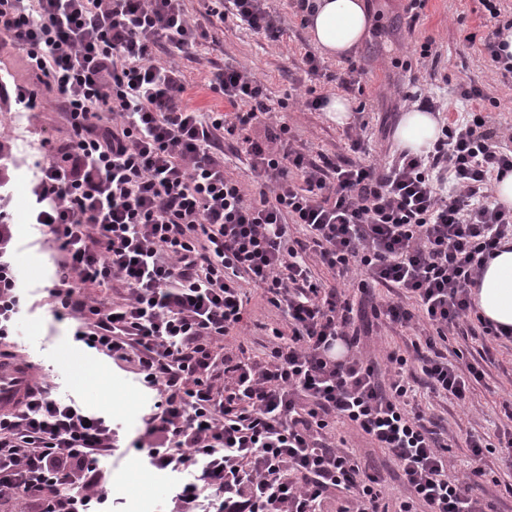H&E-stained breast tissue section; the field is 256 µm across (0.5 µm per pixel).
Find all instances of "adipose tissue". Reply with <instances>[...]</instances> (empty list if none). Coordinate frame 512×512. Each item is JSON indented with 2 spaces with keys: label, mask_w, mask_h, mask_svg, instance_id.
Segmentation results:
<instances>
[{
  "label": "adipose tissue",
  "mask_w": 512,
  "mask_h": 512,
  "mask_svg": "<svg viewBox=\"0 0 512 512\" xmlns=\"http://www.w3.org/2000/svg\"><path fill=\"white\" fill-rule=\"evenodd\" d=\"M314 4L307 28L315 46L329 57L346 56L364 39L370 25L363 0H314ZM437 135L434 115L417 108L404 113L395 132L401 148L415 154L428 152ZM473 296L484 318L512 329L511 246L497 251L481 271Z\"/></svg>",
  "instance_id": "obj_1"
}]
</instances>
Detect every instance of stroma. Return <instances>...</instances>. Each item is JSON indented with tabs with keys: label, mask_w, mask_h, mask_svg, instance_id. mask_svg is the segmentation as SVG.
<instances>
[{
	"label": "stroma",
	"mask_w": 512,
	"mask_h": 512,
	"mask_svg": "<svg viewBox=\"0 0 512 512\" xmlns=\"http://www.w3.org/2000/svg\"><path fill=\"white\" fill-rule=\"evenodd\" d=\"M370 17L368 33L351 51L349 58H321L324 72H336L354 63L360 72V90L346 91L335 83L308 74L302 58L314 44L302 22L297 0H266L268 10L281 20L284 33L271 42L248 30L234 17L225 20L206 16L204 0H186L192 19L207 28L209 36L175 60L184 69L191 86L190 103L203 112H227L221 94L207 86L214 67L224 64L249 70L266 88L274 104V121L286 122L295 147L306 154L321 153L349 156L347 131L362 130L369 141L370 157L385 162L398 150L396 127L412 105L409 94L420 87L432 99L439 122L467 118L471 102L462 98L463 88L479 86L488 104L484 110L488 127L502 134L501 144L512 150V83L502 82L489 67L482 42L491 29L489 16L480 0H428L417 22H409L405 0H363ZM474 34L476 43L465 42ZM432 41V57L417 63L413 50L424 41ZM417 85H410V77ZM33 90L40 102L37 111L28 113L24 125H14L11 115L19 111L17 87ZM325 96H346L352 104H364L354 113L349 127L331 121L325 112L302 107L308 89ZM287 108H280V101ZM71 129L55 94L32 75L26 53L9 42L0 43V141H8L23 164L12 171L16 189L11 204V230L19 271V314L13 336L0 341V356L27 361L36 379L53 398L77 401L87 411L104 416L115 430L117 449L102 458V467L111 469L105 486L104 512H165L169 499L180 491L185 474L160 470L151 463L147 449L134 442L145 428V420L159 399L157 390L146 387L132 366L118 363L97 350L88 348L74 336L75 323L57 320L52 312L49 291L57 281L59 254L47 235L34 223L39 208L35 187L39 164L47 151L48 140L58 145L69 140ZM247 314L243 331L224 339L228 353L246 351L250 356L264 355L271 342V329L282 317L267 306L256 288L247 290ZM417 332L384 325L372 320L370 331L362 337L360 352L376 357L384 350L410 346ZM490 347L491 358L484 362L485 377L475 385L467 403L458 404L426 395L422 405L428 426L439 439L448 443L451 470L468 477L470 493L489 506L491 512H512V465L501 452L486 454L485 475L470 477L466 439L481 435L497 442L503 430L512 427L505 406L512 401V341H487L468 331L449 336L448 347L460 349L466 359L477 357L482 347ZM94 371L98 380L82 382L86 371ZM336 439L346 440L364 473L380 475L384 481L387 505H395L401 494L394 463L366 437L348 426L337 425Z\"/></svg>",
	"instance_id": "1"
}]
</instances>
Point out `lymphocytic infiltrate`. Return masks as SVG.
<instances>
[{
  "label": "lymphocytic infiltrate",
  "instance_id": "1",
  "mask_svg": "<svg viewBox=\"0 0 512 512\" xmlns=\"http://www.w3.org/2000/svg\"><path fill=\"white\" fill-rule=\"evenodd\" d=\"M209 13L272 41L283 33L264 0H210ZM200 35L185 0H0V38L25 51L73 130L37 185L36 222L62 254L55 314L159 390L136 447L160 469L202 466L171 512H324L336 489L350 497L347 512H380V479L336 445L334 421L391 456L397 512H484L449 473L408 372L420 363L431 394L463 402L484 371L453 364L438 343L474 323L512 340V329L475 319L471 301L481 270L512 242V210L491 194L512 172V153L474 112L442 125L423 155L310 157L287 124H267L265 88L243 68L218 67L209 79L230 113L184 104L186 76L166 55ZM228 137L241 141L257 192L225 170ZM448 180L456 190L445 197L437 188ZM11 240L0 224V340L19 303ZM322 268L362 292L409 295L413 308L371 314L409 329L424 321L434 334L413 353L390 352L385 368L364 361L354 349L366 315L324 286ZM248 283L284 316L277 345L258 360L218 352L244 325ZM114 434L105 417L37 388L0 415V501L90 512L105 501L99 460Z\"/></svg>",
  "mask_w": 512,
  "mask_h": 512
}]
</instances>
